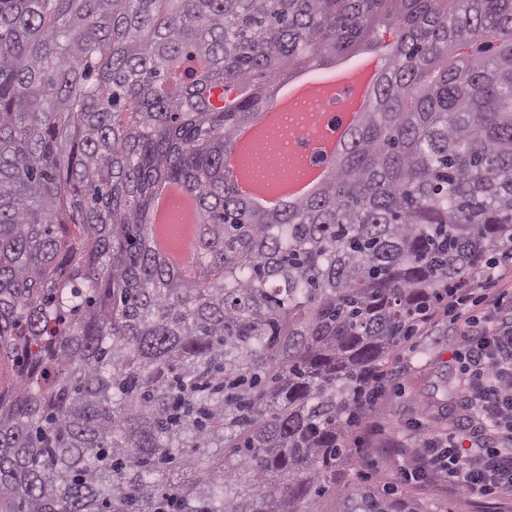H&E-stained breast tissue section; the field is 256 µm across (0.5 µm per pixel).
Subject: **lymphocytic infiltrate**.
<instances>
[{"instance_id":"lymphocytic-infiltrate-1","label":"lymphocytic infiltrate","mask_w":512,"mask_h":512,"mask_svg":"<svg viewBox=\"0 0 512 512\" xmlns=\"http://www.w3.org/2000/svg\"><path fill=\"white\" fill-rule=\"evenodd\" d=\"M455 355L471 376L473 404L505 445L479 448L469 456L459 451L453 438L428 434L420 438L409 469L469 494L512 491V305L505 296L494 299L493 312L484 320H466Z\"/></svg>"}]
</instances>
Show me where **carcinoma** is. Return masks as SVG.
Returning <instances> with one entry per match:
<instances>
[{
  "label": "carcinoma",
  "instance_id": "1",
  "mask_svg": "<svg viewBox=\"0 0 512 512\" xmlns=\"http://www.w3.org/2000/svg\"><path fill=\"white\" fill-rule=\"evenodd\" d=\"M363 48L387 64L327 179L256 209L235 133ZM171 183L187 277L151 246ZM511 248L512 0H0V512H427L339 480L348 429Z\"/></svg>",
  "mask_w": 512,
  "mask_h": 512
}]
</instances>
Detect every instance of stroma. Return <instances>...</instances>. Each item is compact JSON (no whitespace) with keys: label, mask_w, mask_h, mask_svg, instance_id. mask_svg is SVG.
<instances>
[{"label":"stroma","mask_w":512,"mask_h":512,"mask_svg":"<svg viewBox=\"0 0 512 512\" xmlns=\"http://www.w3.org/2000/svg\"><path fill=\"white\" fill-rule=\"evenodd\" d=\"M460 333L453 318L440 312L430 325L395 347L380 404L363 411L380 427L370 439L371 462L356 467L354 474L422 504H442L446 512H512L511 495H470L438 479H416L407 472L406 461L428 430L455 435L465 449L500 443L498 433L471 421L473 410L465 396L470 375L455 357Z\"/></svg>","instance_id":"35a3bbf8"}]
</instances>
